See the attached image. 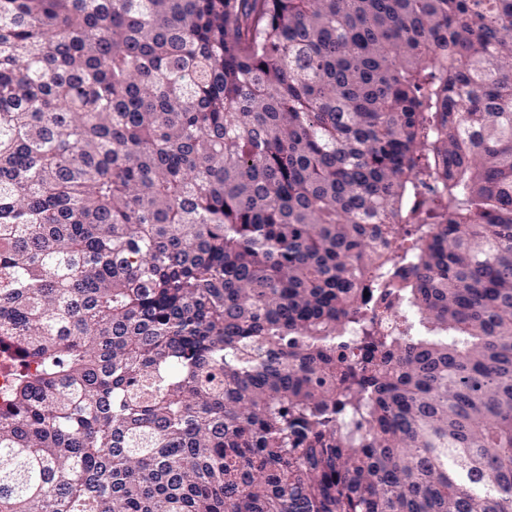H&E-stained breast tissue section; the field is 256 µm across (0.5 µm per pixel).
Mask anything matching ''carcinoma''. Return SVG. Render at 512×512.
<instances>
[{
	"mask_svg": "<svg viewBox=\"0 0 512 512\" xmlns=\"http://www.w3.org/2000/svg\"><path fill=\"white\" fill-rule=\"evenodd\" d=\"M0 352V512H512V0H0ZM336 334L340 342L347 344L345 351L348 359L361 356L363 352L360 347L362 332L359 326L355 324H344L337 329Z\"/></svg>",
	"mask_w": 512,
	"mask_h": 512,
	"instance_id": "obj_1",
	"label": "carcinoma"
}]
</instances>
